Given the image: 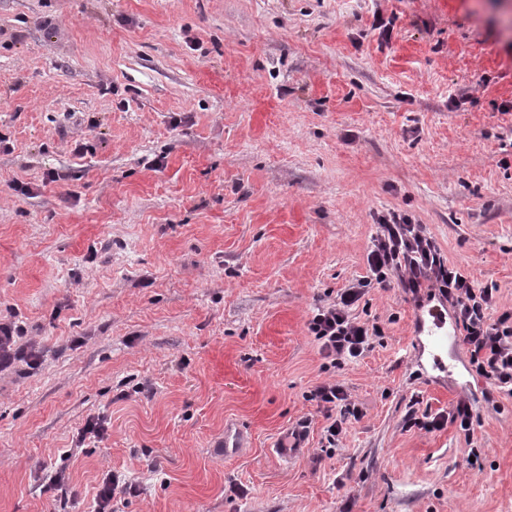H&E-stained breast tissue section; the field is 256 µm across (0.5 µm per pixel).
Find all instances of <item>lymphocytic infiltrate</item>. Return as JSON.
I'll use <instances>...</instances> for the list:
<instances>
[{
  "label": "lymphocytic infiltrate",
  "mask_w": 512,
  "mask_h": 512,
  "mask_svg": "<svg viewBox=\"0 0 512 512\" xmlns=\"http://www.w3.org/2000/svg\"><path fill=\"white\" fill-rule=\"evenodd\" d=\"M378 226L367 254L368 276L341 289L335 301L318 308L308 322L324 357L339 367L370 347L372 337L380 335V327L359 321L352 312L368 286L385 284L394 276L413 300L436 296L450 305L472 372L512 397V309L494 319L489 316L497 303V286H476L460 267L448 262L422 225L412 223L408 216L392 212L379 217ZM310 397L329 421L328 445H335L345 424L358 418L357 409L343 385L336 382L318 386Z\"/></svg>",
  "instance_id": "lymphocytic-infiltrate-1"
}]
</instances>
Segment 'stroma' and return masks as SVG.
Here are the masks:
<instances>
[{
	"label": "stroma",
	"mask_w": 512,
	"mask_h": 512,
	"mask_svg": "<svg viewBox=\"0 0 512 512\" xmlns=\"http://www.w3.org/2000/svg\"><path fill=\"white\" fill-rule=\"evenodd\" d=\"M393 210L512 308V0H0V512H512V397L434 368L432 300L372 286L340 368L308 331ZM461 400L472 440L404 424ZM310 400H315L323 411L326 419L331 420L326 430V448H336V441L343 433L348 421L359 419L358 410L348 402L347 393L343 385L332 382L318 386L310 393ZM212 448H217V452L224 458L235 455L239 448H244V437L242 431L233 425L224 426V438H222ZM139 491L137 490V486L128 482H121L119 476L115 474L108 473L105 478H103L102 484L96 494V512H109L112 511V508L109 510L108 507L110 503L117 495H124L126 493L132 495L137 494Z\"/></svg>",
	"instance_id": "35a3bbf8"
}]
</instances>
